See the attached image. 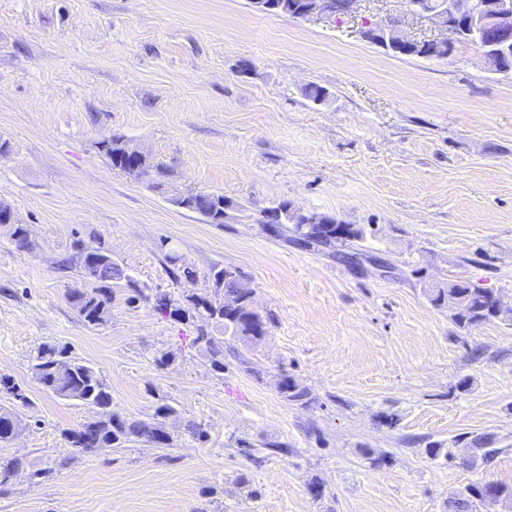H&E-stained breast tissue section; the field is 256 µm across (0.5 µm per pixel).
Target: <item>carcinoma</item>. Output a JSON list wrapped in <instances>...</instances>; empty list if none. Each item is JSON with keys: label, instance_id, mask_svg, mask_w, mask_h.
Wrapping results in <instances>:
<instances>
[{"label": "carcinoma", "instance_id": "carcinoma-1", "mask_svg": "<svg viewBox=\"0 0 512 512\" xmlns=\"http://www.w3.org/2000/svg\"><path fill=\"white\" fill-rule=\"evenodd\" d=\"M450 54L448 45H431L417 48L413 55L422 58H446ZM101 147L109 157L112 167L125 170L131 166L127 154V141L112 137L101 141ZM225 202L218 193H191L179 201V206L197 212L211 224L219 223L218 206ZM336 218L318 214H300L281 203L262 212L259 224L273 223L291 233L293 241L303 247H322L331 251L349 248L365 236V228L353 225L349 238L336 239ZM74 249L84 271L92 277L96 287L90 290H73L68 299L79 316L89 326H102L112 314L111 285L115 281L130 280V275L112 260L105 250L86 246L82 240L74 241ZM208 281L211 294L196 293L175 298L168 293L157 292L152 296L154 308L182 321H195L219 325L230 336L251 346L262 342L268 334L266 319L252 305L253 289L240 271L231 266H214L209 270ZM432 303L442 306L452 300L460 303L464 310L450 313L451 320L461 329L469 330L486 323L512 325V315L500 312L496 294L488 289L474 288L465 283L450 282L445 288L429 289ZM195 341L209 347L212 364L224 369V343L215 340L209 332L198 329ZM68 363V369L58 370L59 364ZM29 370L34 380L47 392L61 400L76 402L96 410V416L72 429L63 431L70 447L81 454H93L99 448H124L131 443L157 446L170 445V436L165 430L164 420L174 413V408L162 404L156 408L151 421L136 417L120 416L112 411V391L100 373L92 366L70 356L69 351L56 344L44 342L29 356ZM278 388L289 401H301L308 396L305 388L288 376L283 377ZM5 394L22 405L29 404V397L14 379L0 375V394ZM17 413L0 407V443L12 439L11 418ZM476 449L480 465L489 466L506 450L498 446L490 433H462L457 435L448 448L439 443L430 445L431 456H443L452 461L453 449L458 445ZM25 467L17 457L0 456V488L9 485L16 473ZM491 493L500 499L512 502V483L498 481L472 483L457 490L450 497L451 512H477L484 494Z\"/></svg>", "mask_w": 512, "mask_h": 512}]
</instances>
